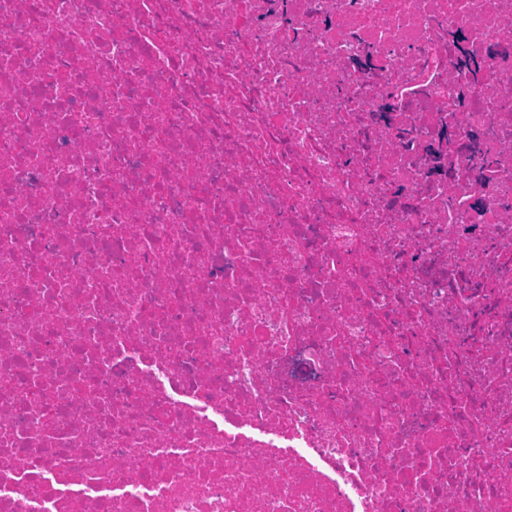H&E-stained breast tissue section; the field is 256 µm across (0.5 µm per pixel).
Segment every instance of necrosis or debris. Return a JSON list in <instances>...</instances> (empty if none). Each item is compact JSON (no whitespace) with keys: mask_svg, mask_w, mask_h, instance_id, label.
<instances>
[{"mask_svg":"<svg viewBox=\"0 0 512 512\" xmlns=\"http://www.w3.org/2000/svg\"><path fill=\"white\" fill-rule=\"evenodd\" d=\"M0 512H512V0H0Z\"/></svg>","mask_w":512,"mask_h":512,"instance_id":"4bbe7bcc","label":"necrosis or debris"}]
</instances>
